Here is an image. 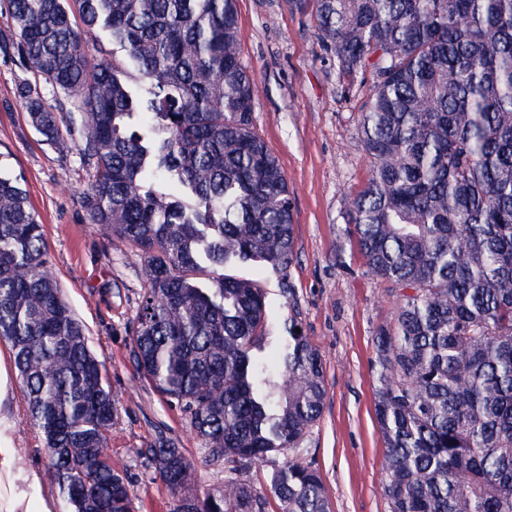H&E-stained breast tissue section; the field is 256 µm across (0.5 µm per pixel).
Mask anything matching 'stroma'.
<instances>
[{
    "instance_id": "1",
    "label": "stroma",
    "mask_w": 512,
    "mask_h": 512,
    "mask_svg": "<svg viewBox=\"0 0 512 512\" xmlns=\"http://www.w3.org/2000/svg\"><path fill=\"white\" fill-rule=\"evenodd\" d=\"M238 10L241 56L257 86L253 123L288 180L295 254L283 270L247 263L226 272L260 282L273 335L298 321L322 355L327 400L294 458L319 471L331 512H388L373 338L393 322L398 299L368 273L344 233L345 196L368 177L358 117L369 88L345 93L311 14L290 11L285 0H238ZM25 78L11 55L0 53V175L19 178L44 226L47 258L64 295L105 363L116 399L112 465L128 476L134 512H169L171 492L145 456L158 436L182 448L203 489L223 485L224 464L209 459L188 416L139 378L130 325L146 284L144 259L109 245L90 224L80 154H59L30 127L16 93ZM7 401L11 443L24 451L20 467L47 472L42 434L28 422L19 383Z\"/></svg>"
}]
</instances>
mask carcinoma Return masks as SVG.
<instances>
[{"mask_svg": "<svg viewBox=\"0 0 512 512\" xmlns=\"http://www.w3.org/2000/svg\"><path fill=\"white\" fill-rule=\"evenodd\" d=\"M238 0H0V49L42 141L71 149L56 112H77L90 223L145 258L131 323L138 374L224 459L202 490L161 436L147 449L172 512H266L231 472L297 449L327 397L304 333L263 353L264 289L221 273L284 269L295 250L279 160L253 124ZM309 11L352 90L371 168L345 199V233L399 299L375 334V413L390 512H512V0H287ZM103 32L126 57L90 39ZM19 180L0 177V340L51 452L63 512H132L112 468L115 399L45 257ZM281 512H330L317 470L293 458Z\"/></svg>", "mask_w": 512, "mask_h": 512, "instance_id": "1", "label": "carcinoma"}]
</instances>
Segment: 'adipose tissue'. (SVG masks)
Masks as SVG:
<instances>
[{
  "instance_id": "1",
  "label": "adipose tissue",
  "mask_w": 512,
  "mask_h": 512,
  "mask_svg": "<svg viewBox=\"0 0 512 512\" xmlns=\"http://www.w3.org/2000/svg\"><path fill=\"white\" fill-rule=\"evenodd\" d=\"M12 422L0 411V512H55L42 475L18 465L20 449L8 442Z\"/></svg>"
}]
</instances>
